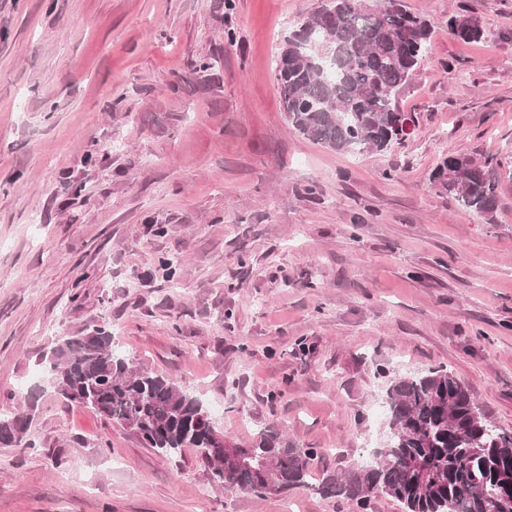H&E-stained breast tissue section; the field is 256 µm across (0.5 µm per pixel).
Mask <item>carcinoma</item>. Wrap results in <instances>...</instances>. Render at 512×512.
<instances>
[{"mask_svg":"<svg viewBox=\"0 0 512 512\" xmlns=\"http://www.w3.org/2000/svg\"><path fill=\"white\" fill-rule=\"evenodd\" d=\"M482 21L451 17L463 41L484 36ZM309 29L318 49L301 39ZM431 37L427 20L396 3L365 11L361 0H328L285 42L288 62L275 73L281 104L293 129L323 147L345 153L384 152L395 126L408 118L394 98L412 78ZM335 65L319 68V52ZM434 181L465 209L489 220L497 206L499 174L489 162L451 154ZM50 382L70 402L93 408L147 448L180 454L216 447L218 431L199 398L114 349L103 327L63 336L50 349ZM393 438L370 462L328 476L319 493L364 509L386 495L402 512H512V433L485 420L472 390L442 368L395 378L387 389ZM34 405L0 413V447L31 448ZM314 453L260 432L232 453L202 457L210 478L259 496L308 485Z\"/></svg>","mask_w":512,"mask_h":512,"instance_id":"1","label":"carcinoma"}]
</instances>
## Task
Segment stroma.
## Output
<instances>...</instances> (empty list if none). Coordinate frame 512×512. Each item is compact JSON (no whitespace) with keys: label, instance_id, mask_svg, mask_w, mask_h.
I'll use <instances>...</instances> for the list:
<instances>
[{"label":"stroma","instance_id":"stroma-1","mask_svg":"<svg viewBox=\"0 0 512 512\" xmlns=\"http://www.w3.org/2000/svg\"><path fill=\"white\" fill-rule=\"evenodd\" d=\"M403 3L432 30L412 132L351 155L293 130L275 77L322 0H0V412L40 390L0 512H355L212 483L65 401L40 362L86 327L319 480L383 448L398 375L445 368L512 433V0ZM453 153L496 166L492 221L432 183ZM479 25L481 30H479ZM448 27L454 36L463 41H478L484 36L482 21L473 15L452 16L448 21Z\"/></svg>","mask_w":512,"mask_h":512}]
</instances>
